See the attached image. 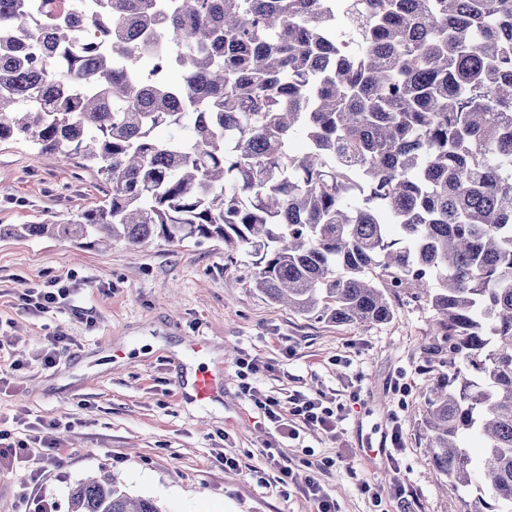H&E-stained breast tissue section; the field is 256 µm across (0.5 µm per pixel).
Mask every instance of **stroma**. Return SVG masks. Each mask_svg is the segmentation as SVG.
<instances>
[{"mask_svg":"<svg viewBox=\"0 0 512 512\" xmlns=\"http://www.w3.org/2000/svg\"><path fill=\"white\" fill-rule=\"evenodd\" d=\"M110 190L76 162L0 142V225L73 220ZM254 270L251 253L228 255L216 239L105 251L61 237L0 239V430L26 440L38 421H63L43 484L57 512H68L74 483L99 473L167 512H317L303 491L311 477L337 512H462L420 427L431 313L395 289L383 324L306 318L255 288ZM54 279L72 290L64 309L24 305ZM56 335L70 345L48 367L41 354ZM197 336L207 348L193 357ZM254 356L272 366L255 382L263 395L343 405L336 432L283 438L241 392L237 361ZM202 366L224 374L220 397L205 403L186 380ZM268 446L293 472L286 483L259 481ZM360 478L378 497L358 490Z\"/></svg>","mask_w":512,"mask_h":512,"instance_id":"1","label":"stroma"}]
</instances>
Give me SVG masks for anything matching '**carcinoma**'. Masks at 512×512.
<instances>
[{"label":"carcinoma","instance_id":"carcinoma-1","mask_svg":"<svg viewBox=\"0 0 512 512\" xmlns=\"http://www.w3.org/2000/svg\"><path fill=\"white\" fill-rule=\"evenodd\" d=\"M21 139L111 192L0 238H217L302 316L384 323L393 288L432 310L431 460L465 512H512V0H0ZM69 512L167 510L105 475Z\"/></svg>","mask_w":512,"mask_h":512}]
</instances>
